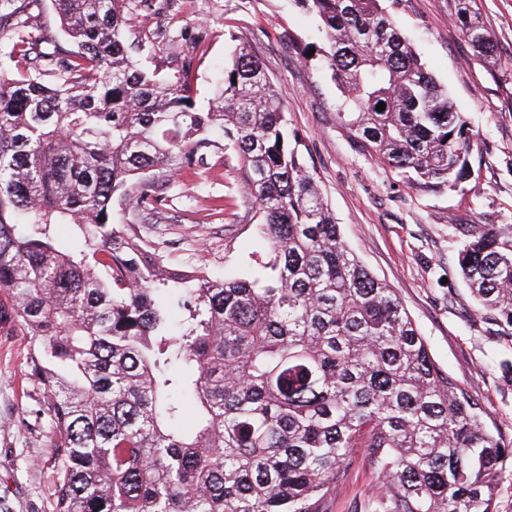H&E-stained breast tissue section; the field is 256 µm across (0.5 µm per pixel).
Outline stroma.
Segmentation results:
<instances>
[{
  "instance_id": "35a3bbf8",
  "label": "stroma",
  "mask_w": 512,
  "mask_h": 512,
  "mask_svg": "<svg viewBox=\"0 0 512 512\" xmlns=\"http://www.w3.org/2000/svg\"><path fill=\"white\" fill-rule=\"evenodd\" d=\"M383 6L469 127V175L455 187L410 183L349 140L341 93L318 58L317 23L296 0H129L127 38L147 47L162 74L191 64L207 103L233 44L246 46L285 94L288 131L324 203L359 260L396 292L435 362L485 408L512 441V336L476 304L458 265L462 224H512V0H478L497 60L480 58L455 18L453 0H384ZM207 179L174 176L156 203L116 205V219L170 267L213 276L253 263L255 210L245 193L214 213L236 180L233 153H208ZM26 342L0 337V512H52L55 454L24 372ZM376 476L364 458L348 467L324 512H364Z\"/></svg>"
}]
</instances>
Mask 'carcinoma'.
<instances>
[{"instance_id":"1","label":"carcinoma","mask_w":512,"mask_h":512,"mask_svg":"<svg viewBox=\"0 0 512 512\" xmlns=\"http://www.w3.org/2000/svg\"><path fill=\"white\" fill-rule=\"evenodd\" d=\"M52 2L71 49L29 35L37 0H0V311L56 448L52 512H324L359 452L381 480L368 512H496L512 443L349 250L253 56L233 50L204 107L189 71L139 63L126 0ZM296 2L353 143L409 181L461 182L466 120L381 0ZM455 4L494 59L477 0ZM217 129L259 216L255 265L222 279L170 269L114 219L203 175ZM459 232L465 283L512 329V224Z\"/></svg>"}]
</instances>
